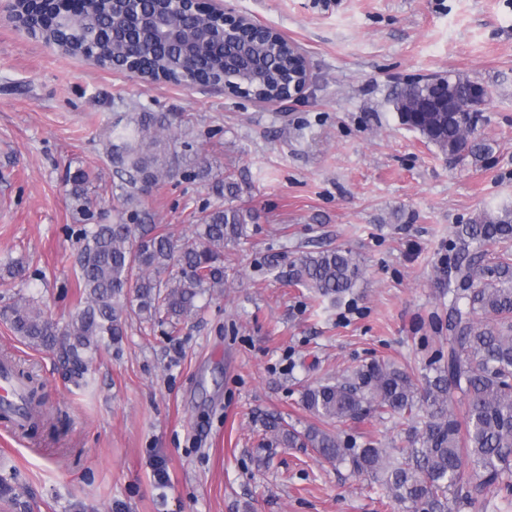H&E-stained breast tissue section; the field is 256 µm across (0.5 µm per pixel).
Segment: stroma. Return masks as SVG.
I'll return each mask as SVG.
<instances>
[{
    "label": "stroma",
    "mask_w": 512,
    "mask_h": 512,
    "mask_svg": "<svg viewBox=\"0 0 512 512\" xmlns=\"http://www.w3.org/2000/svg\"><path fill=\"white\" fill-rule=\"evenodd\" d=\"M223 3L302 48L299 100L144 83L0 23V269L27 270L0 281V353L37 375L66 424L59 438H30L0 421V477L13 487L0 512H406L378 482L276 442L268 425L313 423L308 384L374 360L420 376L447 353L454 295L439 269L455 231L512 206V0ZM448 74L486 93L475 130L486 160L446 162L390 104L395 89ZM140 112L167 115L183 170L143 197L153 223L191 235L227 174L256 219L224 248L222 293L174 328L128 313L79 386L59 351L29 346L4 312L32 296L62 327L78 311L80 231L110 222L115 204L104 130ZM81 171L86 213L72 196ZM335 246L361 268L354 288L319 298L292 282L293 260ZM325 428L408 445L389 419Z\"/></svg>",
    "instance_id": "1"
}]
</instances>
